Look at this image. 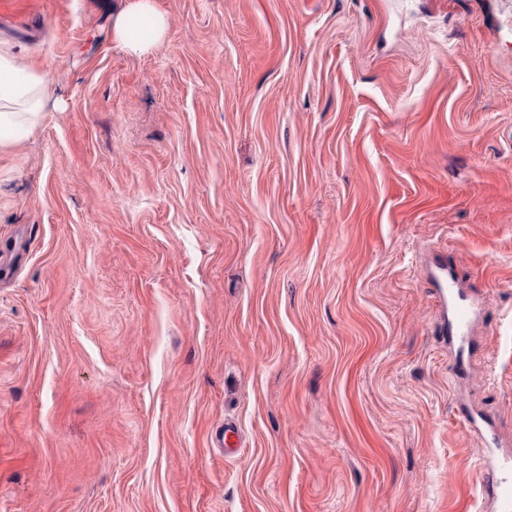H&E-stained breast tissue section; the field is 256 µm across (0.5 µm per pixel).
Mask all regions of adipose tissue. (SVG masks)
<instances>
[{
  "label": "adipose tissue",
  "instance_id": "obj_1",
  "mask_svg": "<svg viewBox=\"0 0 512 512\" xmlns=\"http://www.w3.org/2000/svg\"><path fill=\"white\" fill-rule=\"evenodd\" d=\"M167 27L166 17L152 0H129L112 34L128 52L143 54L162 40ZM47 101L44 74L0 50V151L19 145L42 125Z\"/></svg>",
  "mask_w": 512,
  "mask_h": 512
}]
</instances>
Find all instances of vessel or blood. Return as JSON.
<instances>
[{"label": "vessel or blood", "instance_id": "1", "mask_svg": "<svg viewBox=\"0 0 512 512\" xmlns=\"http://www.w3.org/2000/svg\"><path fill=\"white\" fill-rule=\"evenodd\" d=\"M427 275L439 297L440 332L450 347L464 352L470 345V332L478 305L461 293L445 260L433 259L427 268ZM477 480L483 497L492 503L495 512H512L511 454L489 456L478 469Z\"/></svg>", "mask_w": 512, "mask_h": 512}]
</instances>
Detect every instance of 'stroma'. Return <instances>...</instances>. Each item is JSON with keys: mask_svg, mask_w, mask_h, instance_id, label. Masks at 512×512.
Masks as SVG:
<instances>
[{"mask_svg": "<svg viewBox=\"0 0 512 512\" xmlns=\"http://www.w3.org/2000/svg\"><path fill=\"white\" fill-rule=\"evenodd\" d=\"M0 0V512H486L512 451V0ZM443 257L482 310L466 369ZM237 424L240 452L217 439ZM167 27L166 17L156 10L152 0H130L119 13L112 34L128 52L144 54L162 40ZM47 101L45 75L0 49V151L19 145L42 125ZM427 275L436 286L439 297L440 332L450 347L463 353L466 347H470L469 335L477 317L478 303L461 293L456 278L448 273V263L442 258H434L430 262ZM481 493L496 512L512 511V455L491 454L476 472Z\"/></svg>", "mask_w": 512, "mask_h": 512, "instance_id": "35a3bbf8", "label": "stroma"}]
</instances>
